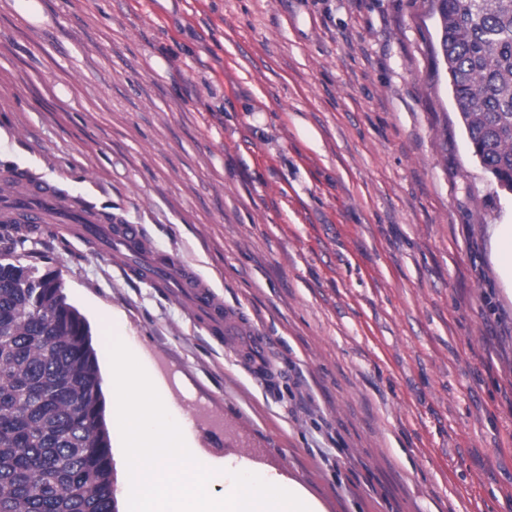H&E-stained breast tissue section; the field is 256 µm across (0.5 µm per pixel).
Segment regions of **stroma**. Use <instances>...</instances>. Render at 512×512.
I'll return each instance as SVG.
<instances>
[{"instance_id":"stroma-1","label":"stroma","mask_w":512,"mask_h":512,"mask_svg":"<svg viewBox=\"0 0 512 512\" xmlns=\"http://www.w3.org/2000/svg\"><path fill=\"white\" fill-rule=\"evenodd\" d=\"M432 0H0V189L141 225L234 314L58 229L15 258L103 312L226 471L323 512H512V196L472 157ZM267 343L245 363L253 335Z\"/></svg>"}]
</instances>
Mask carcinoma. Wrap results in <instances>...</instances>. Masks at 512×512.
Returning a JSON list of instances; mask_svg holds the SVG:
<instances>
[{
	"label": "carcinoma",
	"mask_w": 512,
	"mask_h": 512,
	"mask_svg": "<svg viewBox=\"0 0 512 512\" xmlns=\"http://www.w3.org/2000/svg\"><path fill=\"white\" fill-rule=\"evenodd\" d=\"M472 155L512 184V0H433ZM0 237V512H117L90 325Z\"/></svg>",
	"instance_id": "obj_1"
}]
</instances>
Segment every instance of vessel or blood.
<instances>
[{
  "label": "vessel or blood",
  "instance_id": "1",
  "mask_svg": "<svg viewBox=\"0 0 512 512\" xmlns=\"http://www.w3.org/2000/svg\"><path fill=\"white\" fill-rule=\"evenodd\" d=\"M56 203L52 190L45 186L30 188L24 195L13 189L0 192V213L7 215L11 222L29 229L42 227L45 207ZM68 230L77 238L98 242L106 251L124 257L131 276L186 296L202 324L212 334L223 335L226 312L223 305L215 300L210 286L199 279L186 263L170 256L149 254L140 225L84 221L69 225Z\"/></svg>",
  "mask_w": 512,
  "mask_h": 512
}]
</instances>
